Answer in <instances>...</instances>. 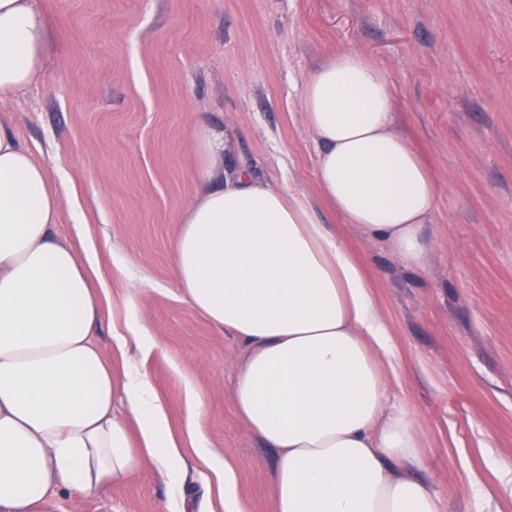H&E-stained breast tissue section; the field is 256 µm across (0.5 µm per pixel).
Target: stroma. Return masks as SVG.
Masks as SVG:
<instances>
[{
	"label": "stroma",
	"mask_w": 512,
	"mask_h": 512,
	"mask_svg": "<svg viewBox=\"0 0 512 512\" xmlns=\"http://www.w3.org/2000/svg\"><path fill=\"white\" fill-rule=\"evenodd\" d=\"M57 42L43 78L0 106L34 158L58 177L57 230L73 210L109 284L95 340L112 349L125 282L113 253L153 289L135 306L158 348L138 362L181 436L186 385L205 403L201 431L235 471L241 512H273L275 449L236 414L243 347L171 288L170 243L197 190L193 126L232 132L272 183L304 195L365 267L396 347L393 400L422 438L419 477L443 512H475L512 468V0H38ZM369 57L392 84L395 128L429 164L437 201L426 268L403 267L344 223L316 178L305 79L329 54ZM185 481L224 512L215 475L184 444ZM153 468L55 512H168Z\"/></svg>",
	"instance_id": "35a3bbf8"
}]
</instances>
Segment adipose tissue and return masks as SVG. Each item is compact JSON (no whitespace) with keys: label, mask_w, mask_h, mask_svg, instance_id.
Instances as JSON below:
<instances>
[{"label":"adipose tissue","mask_w":512,"mask_h":512,"mask_svg":"<svg viewBox=\"0 0 512 512\" xmlns=\"http://www.w3.org/2000/svg\"><path fill=\"white\" fill-rule=\"evenodd\" d=\"M54 31L37 0H0V103L44 74ZM316 177L331 209L423 269L436 183L393 129L395 96L355 51L305 81ZM193 140L200 187L170 246L173 286L244 346L232 404L277 449L275 512H442L417 477L421 441L391 400L394 357L363 264L300 194L270 184L205 122ZM61 198L8 117H0V512H54L150 467L178 512H195L164 403L136 366L114 373L94 336L109 288L89 239L57 233ZM204 402L187 389L196 455L234 490L233 469L199 435Z\"/></svg>","instance_id":"obj_1"}]
</instances>
